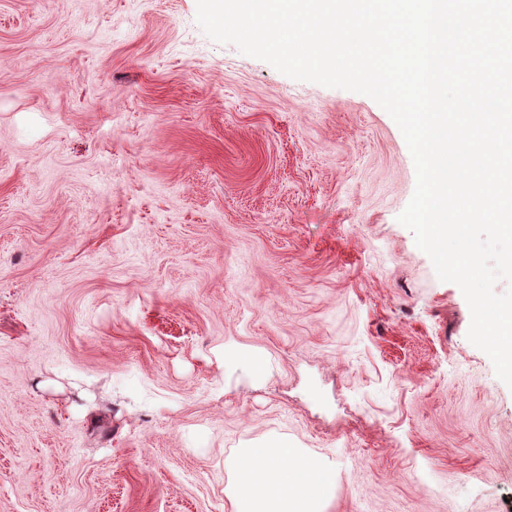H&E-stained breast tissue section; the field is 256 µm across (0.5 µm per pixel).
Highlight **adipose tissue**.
I'll use <instances>...</instances> for the list:
<instances>
[{"mask_svg": "<svg viewBox=\"0 0 512 512\" xmlns=\"http://www.w3.org/2000/svg\"><path fill=\"white\" fill-rule=\"evenodd\" d=\"M230 467L231 512H324L336 493V472L325 459L283 442L237 449Z\"/></svg>", "mask_w": 512, "mask_h": 512, "instance_id": "obj_1", "label": "adipose tissue"}]
</instances>
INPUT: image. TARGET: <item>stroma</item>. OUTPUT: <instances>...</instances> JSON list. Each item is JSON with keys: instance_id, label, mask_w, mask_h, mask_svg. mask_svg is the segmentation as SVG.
Here are the masks:
<instances>
[{"instance_id": "35a3bbf8", "label": "stroma", "mask_w": 512, "mask_h": 512, "mask_svg": "<svg viewBox=\"0 0 512 512\" xmlns=\"http://www.w3.org/2000/svg\"><path fill=\"white\" fill-rule=\"evenodd\" d=\"M196 12L0 0V512H231L273 438L326 512H512V389L398 221V125ZM224 366L231 370L245 366L256 375L266 373V364L262 358L250 354L236 345H225Z\"/></svg>"}]
</instances>
